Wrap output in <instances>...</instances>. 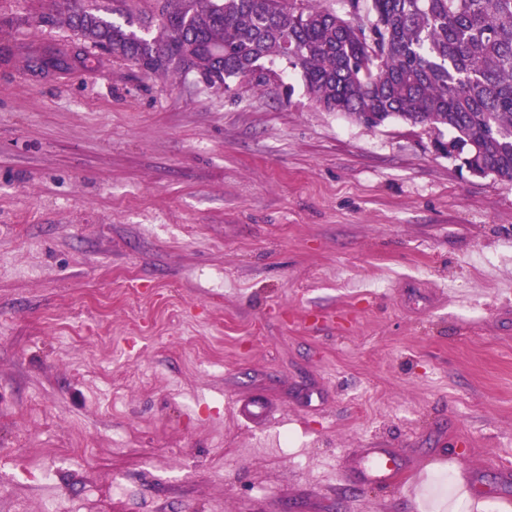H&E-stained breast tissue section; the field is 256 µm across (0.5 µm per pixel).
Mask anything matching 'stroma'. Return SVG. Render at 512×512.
Returning a JSON list of instances; mask_svg holds the SVG:
<instances>
[{
	"label": "stroma",
	"mask_w": 512,
	"mask_h": 512,
	"mask_svg": "<svg viewBox=\"0 0 512 512\" xmlns=\"http://www.w3.org/2000/svg\"><path fill=\"white\" fill-rule=\"evenodd\" d=\"M66 7L0 0V512H512V183L293 71L144 75ZM388 461L393 464H387ZM400 470L401 466L387 448H367L361 479L370 484H385L391 482Z\"/></svg>",
	"instance_id": "35a3bbf8"
}]
</instances>
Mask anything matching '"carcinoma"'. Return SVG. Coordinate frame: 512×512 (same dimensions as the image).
Returning <instances> with one entry per match:
<instances>
[{"instance_id":"1","label":"carcinoma","mask_w":512,"mask_h":512,"mask_svg":"<svg viewBox=\"0 0 512 512\" xmlns=\"http://www.w3.org/2000/svg\"><path fill=\"white\" fill-rule=\"evenodd\" d=\"M79 0L40 23L66 26L147 74L263 87L277 61L326 112L446 129L458 157L512 183V0ZM118 14L123 21L116 22Z\"/></svg>"}]
</instances>
